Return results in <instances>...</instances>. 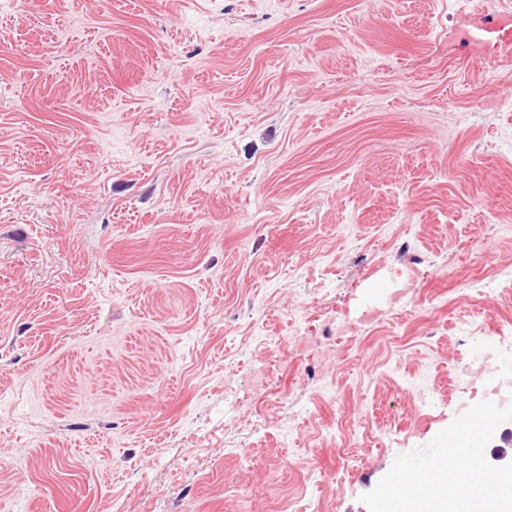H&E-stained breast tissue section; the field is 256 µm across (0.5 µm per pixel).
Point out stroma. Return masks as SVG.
I'll use <instances>...</instances> for the list:
<instances>
[{"mask_svg":"<svg viewBox=\"0 0 512 512\" xmlns=\"http://www.w3.org/2000/svg\"><path fill=\"white\" fill-rule=\"evenodd\" d=\"M475 14L0 0V512H368L488 398L512 79ZM368 288H370V291L364 296L365 301L360 308V316L357 322H363L377 316L382 296L389 288V284L384 280H374Z\"/></svg>","mask_w":512,"mask_h":512,"instance_id":"stroma-1","label":"stroma"}]
</instances>
